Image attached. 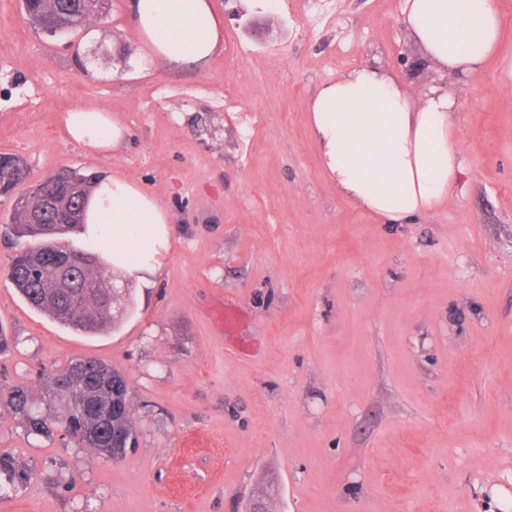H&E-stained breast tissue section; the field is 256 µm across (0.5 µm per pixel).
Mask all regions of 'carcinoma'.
Here are the masks:
<instances>
[{
	"mask_svg": "<svg viewBox=\"0 0 512 512\" xmlns=\"http://www.w3.org/2000/svg\"><path fill=\"white\" fill-rule=\"evenodd\" d=\"M111 0H29L25 14L34 28L76 33L91 18L107 13ZM56 178L42 192L15 194L25 180L26 164L18 155L0 154V192L14 197L11 223L19 237L37 241L20 251L8 272L9 280L24 300L76 331L94 335L115 324L128 310L130 291L120 288L121 299L95 284L112 275L89 250L72 247L67 236L82 232L84 224L49 208L57 201L72 209L86 204L99 181L68 167L55 171ZM45 394L53 411L43 413L28 389L0 387V407H7L30 434L50 438L59 431L106 459L117 450L127 452L137 441L136 425L128 400V385L117 370L92 357L69 361L45 378ZM28 480V474L9 453L0 452V492Z\"/></svg>",
	"mask_w": 512,
	"mask_h": 512,
	"instance_id": "carcinoma-1",
	"label": "carcinoma"
}]
</instances>
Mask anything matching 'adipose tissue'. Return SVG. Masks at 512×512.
Returning a JSON list of instances; mask_svg holds the SVG:
<instances>
[{"label": "adipose tissue", "mask_w": 512, "mask_h": 512, "mask_svg": "<svg viewBox=\"0 0 512 512\" xmlns=\"http://www.w3.org/2000/svg\"><path fill=\"white\" fill-rule=\"evenodd\" d=\"M134 23L151 58L204 65L218 47L219 23L208 0H132ZM404 23L425 63L477 80L499 45L495 0H403ZM456 95L442 87L415 101L400 77L365 62L325 84L309 122L321 163L337 191L388 224H406L448 203L463 174L453 139ZM71 138L111 150L124 132L111 113H68ZM85 237L113 267L156 272L171 233L167 213L120 176L102 179L86 206Z\"/></svg>", "instance_id": "obj_1"}]
</instances>
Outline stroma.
I'll list each match as a JSON object with an SVG mask.
<instances>
[{"label":"stroma","mask_w":512,"mask_h":512,"mask_svg":"<svg viewBox=\"0 0 512 512\" xmlns=\"http://www.w3.org/2000/svg\"><path fill=\"white\" fill-rule=\"evenodd\" d=\"M402 0H276L251 31L211 0L201 67L151 59L127 0L54 40L0 0V153L32 178L120 175L169 215L162 266L130 279L103 336L34 310L8 279L21 246L0 197V385L46 406L41 378L94 357L125 376L137 445L106 460L28 434L0 407V451L31 471L0 512H501L512 492V0L498 53L459 83L420 57ZM413 96L461 107L467 173L444 206L384 224L338 195L308 122L325 83L368 59ZM111 113L94 154L67 113ZM241 320L226 331L221 307Z\"/></svg>","instance_id":"obj_1"}]
</instances>
